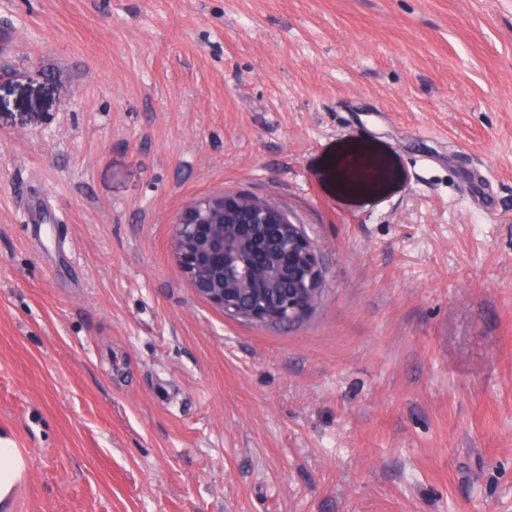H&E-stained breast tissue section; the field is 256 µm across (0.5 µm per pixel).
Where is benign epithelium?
I'll return each instance as SVG.
<instances>
[{
    "label": "benign epithelium",
    "mask_w": 512,
    "mask_h": 512,
    "mask_svg": "<svg viewBox=\"0 0 512 512\" xmlns=\"http://www.w3.org/2000/svg\"><path fill=\"white\" fill-rule=\"evenodd\" d=\"M173 253L196 293L224 316L266 325L305 316L324 285L321 256L304 226L275 202L211 195L190 203L174 224ZM293 279L277 294L282 274ZM266 289L257 294L254 278Z\"/></svg>",
    "instance_id": "benign-epithelium-1"
}]
</instances>
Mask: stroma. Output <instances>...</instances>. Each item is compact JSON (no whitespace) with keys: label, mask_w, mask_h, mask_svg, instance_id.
Here are the masks:
<instances>
[{"label":"stroma","mask_w":512,"mask_h":512,"mask_svg":"<svg viewBox=\"0 0 512 512\" xmlns=\"http://www.w3.org/2000/svg\"><path fill=\"white\" fill-rule=\"evenodd\" d=\"M2 32L0 512H512V0H0ZM222 193L317 243L307 319L180 272ZM341 175L344 182L355 187H364L381 180L385 176V172L377 161L367 159L357 170ZM19 456L16 448H10L2 444L0 439V502H3L5 494L18 472Z\"/></svg>","instance_id":"obj_1"}]
</instances>
